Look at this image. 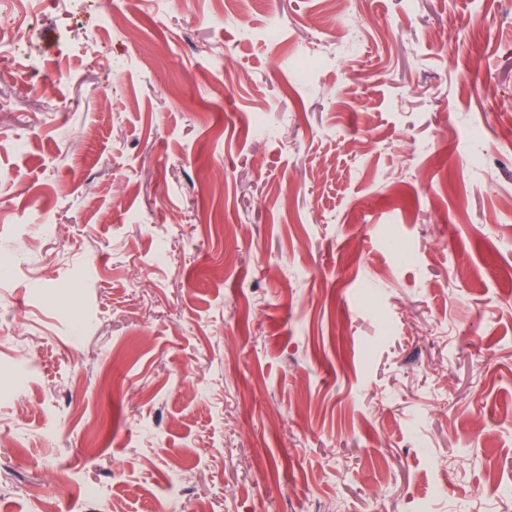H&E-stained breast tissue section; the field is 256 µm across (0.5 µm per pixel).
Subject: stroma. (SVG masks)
<instances>
[{
  "instance_id": "35a3bbf8",
  "label": "stroma",
  "mask_w": 512,
  "mask_h": 512,
  "mask_svg": "<svg viewBox=\"0 0 512 512\" xmlns=\"http://www.w3.org/2000/svg\"><path fill=\"white\" fill-rule=\"evenodd\" d=\"M118 6L0 61V512H512V0Z\"/></svg>"
}]
</instances>
